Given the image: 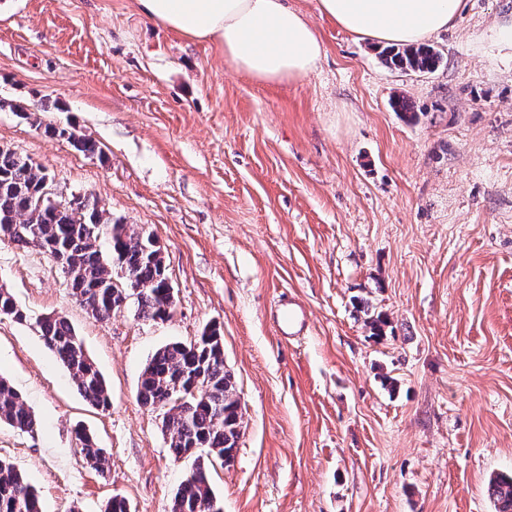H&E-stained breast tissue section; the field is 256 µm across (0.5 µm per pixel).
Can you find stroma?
<instances>
[{"instance_id":"stroma-1","label":"stroma","mask_w":512,"mask_h":512,"mask_svg":"<svg viewBox=\"0 0 512 512\" xmlns=\"http://www.w3.org/2000/svg\"><path fill=\"white\" fill-rule=\"evenodd\" d=\"M325 49L301 79L261 84L133 0H0V145L150 232L175 305L97 321L37 247L0 241V375L39 425L0 424L43 512H167L174 460L137 398L161 346L219 326L244 423L209 478L224 512H494L512 473V0H463L429 42L433 73L387 69L379 46L292 0ZM408 100L417 120L395 112ZM95 140L85 155L45 125ZM310 313L280 343L281 292ZM67 317L102 373L107 409L79 395L33 328ZM383 315L381 334L366 319ZM110 456L98 474L76 428ZM488 492L494 502L495 512H512V477L493 478L489 483Z\"/></svg>"}]
</instances>
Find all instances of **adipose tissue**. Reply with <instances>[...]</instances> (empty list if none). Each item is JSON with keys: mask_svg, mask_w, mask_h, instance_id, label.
<instances>
[{"mask_svg": "<svg viewBox=\"0 0 512 512\" xmlns=\"http://www.w3.org/2000/svg\"><path fill=\"white\" fill-rule=\"evenodd\" d=\"M137 10L168 30L207 41L224 61L267 84L294 81L324 56L314 26L288 0H134ZM461 0H319V11L379 45L423 41L445 29Z\"/></svg>", "mask_w": 512, "mask_h": 512, "instance_id": "obj_1", "label": "adipose tissue"}]
</instances>
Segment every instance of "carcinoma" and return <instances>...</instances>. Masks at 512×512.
I'll return each mask as SVG.
<instances>
[{"label": "carcinoma", "instance_id": "obj_1", "mask_svg": "<svg viewBox=\"0 0 512 512\" xmlns=\"http://www.w3.org/2000/svg\"><path fill=\"white\" fill-rule=\"evenodd\" d=\"M385 64L403 72L431 73L442 54L427 43L389 46ZM51 136L67 137L85 155L98 151L95 141L73 131L44 128ZM46 174L9 148L0 147V241L34 246L64 267L67 284L80 303L101 321L136 304V316L148 321L170 317L174 297L165 288L168 276L161 248L141 227L112 220L97 201L75 208L70 202L46 203ZM108 239L109 252L101 249ZM0 315L27 320L14 295L0 287ZM47 348L68 370L78 393L99 408L111 400L104 377L65 316L52 313L36 322ZM138 399L163 411L162 431L171 456L191 458V474L177 487L168 512H223L208 476V463L224 460L240 435L243 412L234 377L224 365L220 328L207 326L189 343L171 342L147 361L139 381ZM0 423L32 433L38 422L10 381L0 376ZM85 463L104 475L110 458L96 438L76 432ZM495 512H512V477L497 476L488 487ZM0 512H43L37 490L18 468L0 459Z\"/></svg>", "mask_w": 512, "mask_h": 512}]
</instances>
